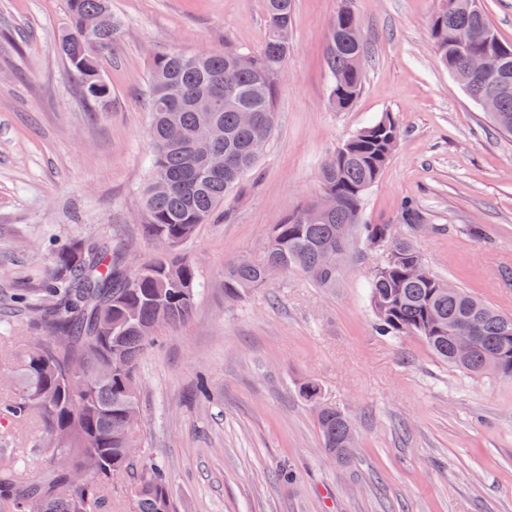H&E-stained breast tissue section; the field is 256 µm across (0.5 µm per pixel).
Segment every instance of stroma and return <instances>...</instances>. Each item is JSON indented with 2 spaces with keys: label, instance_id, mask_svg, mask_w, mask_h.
Segmentation results:
<instances>
[{
  "label": "stroma",
  "instance_id": "obj_1",
  "mask_svg": "<svg viewBox=\"0 0 512 512\" xmlns=\"http://www.w3.org/2000/svg\"><path fill=\"white\" fill-rule=\"evenodd\" d=\"M366 36L353 106L328 105L326 32L342 6ZM437 0H294L276 121L218 219L187 246L203 288L188 321L163 326L138 365L141 455L167 473L174 512H512V379L438 362L413 336L375 330L366 285L380 259L354 235L335 287L302 272L234 302L224 266L259 256L274 225L321 194L323 163L391 113L400 140L366 194L364 224L410 231L429 271L512 316V137L441 65ZM125 21L102 60L117 106L92 111L58 42L65 0H0V397L18 395L15 353L42 312L13 310L54 273L73 240L107 241L125 262L152 258L138 220L149 180L147 87L158 51H260L264 0H112ZM347 414L351 462L331 460L315 405Z\"/></svg>",
  "mask_w": 512,
  "mask_h": 512
}]
</instances>
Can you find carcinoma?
<instances>
[{"label":"carcinoma","instance_id":"1","mask_svg":"<svg viewBox=\"0 0 512 512\" xmlns=\"http://www.w3.org/2000/svg\"><path fill=\"white\" fill-rule=\"evenodd\" d=\"M452 10L437 8L430 21L431 43L442 65L462 85L475 104L488 94L489 84L468 68L451 42L459 25L472 31L473 46L492 42L502 51L499 64L507 77L495 91V111L488 116L499 131L512 135V45L503 42L484 11L472 12L469 0H456ZM268 37L249 62L227 52L202 55L166 51L155 54L148 87L151 177L145 190L142 221L149 237L171 239L176 250L156 255L129 269L122 254L105 242L74 241L55 255L57 272L41 285V296L53 301L21 359L24 391L0 398V420L18 428L33 417L47 425V441L35 454L50 460L49 476L32 479L18 459L24 448H0V512H103L114 482L130 491L134 512H172L171 494L163 468L131 456L122 431L140 414L137 365L162 325L176 326L189 318L201 287L195 261L181 255L202 224L224 204V196L239 187L256 164L252 142L273 131L277 72L290 50L293 0H265ZM67 25L59 50L67 72L79 81L85 101L96 112H107L116 101L104 79L102 52L116 41L123 20L112 12V0H66ZM100 20L94 31L85 23ZM340 17L328 29L326 65L330 78L329 105L349 109L360 94L365 37L336 40ZM255 113L257 126L238 122V109ZM224 126L222 148L229 164L220 173L195 161L189 142L202 137L210 122ZM399 132L386 113L354 134L324 163L322 190L337 194L336 209L310 220L294 211L273 228L261 257L242 256L224 268V299L235 301L266 286L263 268L269 261L286 270H300L317 286L333 288L339 270L325 260L339 233L359 224L367 191L380 179L392 152L389 134ZM369 242L386 249L369 283L370 305L377 330L385 336H418L443 363L473 376H483L495 361L493 376L512 378V316L497 312L467 290L432 273L408 275L412 263L425 264L411 239L392 241L387 224L362 225ZM442 319L451 326L477 320L470 358H455L448 330L435 329ZM80 365L85 380L78 387L66 381ZM317 424L326 452L340 461L352 456L345 434L348 417L334 407L318 406Z\"/></svg>","mask_w":512,"mask_h":512}]
</instances>
